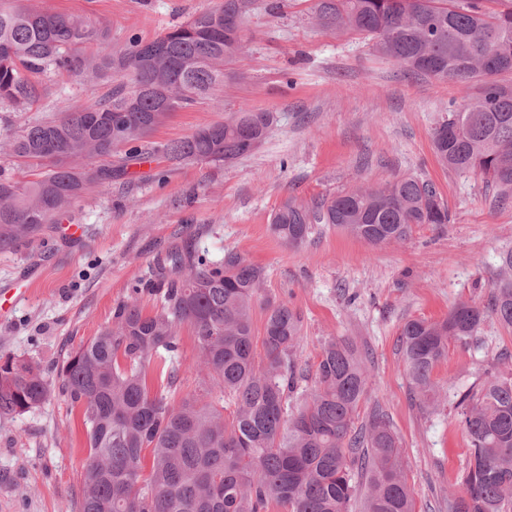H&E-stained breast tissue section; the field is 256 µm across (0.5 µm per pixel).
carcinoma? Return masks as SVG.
I'll use <instances>...</instances> for the list:
<instances>
[{"label":"carcinoma","mask_w":512,"mask_h":512,"mask_svg":"<svg viewBox=\"0 0 512 512\" xmlns=\"http://www.w3.org/2000/svg\"><path fill=\"white\" fill-rule=\"evenodd\" d=\"M318 0L314 22L373 41L380 56L410 74L481 82L462 109L448 111L432 142L440 163L480 174L496 199L512 198V88L492 77L512 71V0ZM257 0H223L164 35L91 63L78 53L108 37L105 28L49 9L0 8V105L32 110L46 88L37 76L92 81L112 88L77 101L53 119L7 129L6 154L28 168L0 169V250L39 233L90 186L127 174L126 164L96 165L120 146L129 155L180 109L232 81L226 69L245 49L244 20ZM267 112L241 110L159 151L169 161H232L266 138ZM448 223L436 186L400 176L380 189L356 188L274 212L271 231L291 246L316 224H331L370 246L406 240L419 224ZM160 306L145 314L122 302L114 323L64 358L59 389L81 411L87 437L78 512H414L399 438L375 406L356 425L367 394L368 350L349 338L323 343L312 375L298 367L300 314L263 295L264 270L229 252L221 260L178 250L157 262ZM263 312V330L254 325ZM512 332V250L482 303H459L441 321L412 318L400 329L413 398L435 410L450 390L432 379L450 344L469 346L487 318ZM192 327L199 348V389H177L178 333ZM156 389H151L150 374ZM307 377L312 385L299 389ZM219 388L218 400L211 399ZM52 382L28 361L0 356V417L46 403ZM468 443L462 488L448 512H512V373L487 369L455 393Z\"/></svg>","instance_id":"1"}]
</instances>
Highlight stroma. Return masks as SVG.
I'll return each mask as SVG.
<instances>
[{
    "mask_svg": "<svg viewBox=\"0 0 512 512\" xmlns=\"http://www.w3.org/2000/svg\"><path fill=\"white\" fill-rule=\"evenodd\" d=\"M106 26L107 41L84 51L95 60L130 37L151 40L222 0H15ZM249 18L248 50L236 80L215 98L172 113L148 137L154 144L192 135L239 109L269 112L262 144L232 163H173L155 156L129 162L126 176L90 188L61 224L0 252V356L55 375L67 352L113 324L118 303L155 309L153 263L172 249L211 259L240 254L264 269L265 294L302 316L297 350L313 367L322 343L345 336L369 348V388L361 414L381 406L400 439L415 512H446L459 489L467 440L453 402L422 410L410 398L399 329L410 318L439 321L462 301H484L499 256L512 250V199L498 204L479 174L442 167L434 128L479 90L432 77H410L379 57L369 38L336 35L312 19L316 0H278ZM109 89L105 82L54 79L48 96L13 125L53 117L74 100ZM413 174L432 181L450 221L415 226L403 242L376 247L328 224L301 247L276 238L272 214L290 196L307 201L357 187L380 188ZM83 235L67 238L62 224ZM480 344L449 345L433 378L467 388L503 353L512 369V333L495 320ZM87 441L82 418L61 394L31 411L0 417V512H77Z\"/></svg>",
    "mask_w": 512,
    "mask_h": 512,
    "instance_id": "obj_1",
    "label": "stroma"
}]
</instances>
